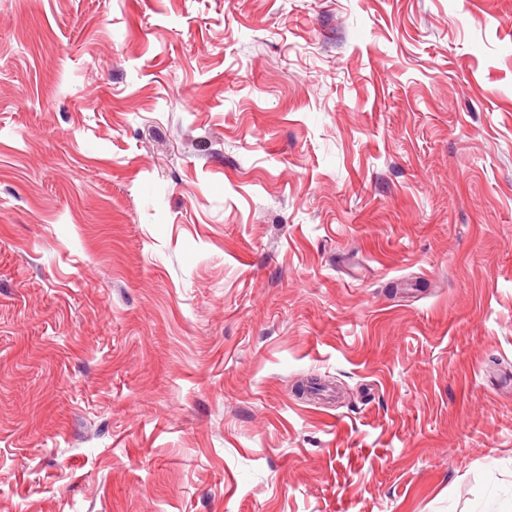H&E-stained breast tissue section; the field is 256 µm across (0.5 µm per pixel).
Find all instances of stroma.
Returning <instances> with one entry per match:
<instances>
[{"label":"stroma","instance_id":"1","mask_svg":"<svg viewBox=\"0 0 512 512\" xmlns=\"http://www.w3.org/2000/svg\"><path fill=\"white\" fill-rule=\"evenodd\" d=\"M0 512H512V0H0Z\"/></svg>","mask_w":512,"mask_h":512}]
</instances>
